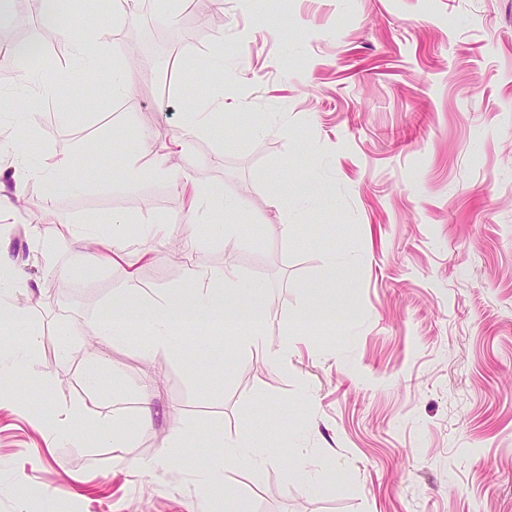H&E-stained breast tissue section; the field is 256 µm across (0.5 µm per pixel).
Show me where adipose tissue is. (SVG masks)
<instances>
[{"label": "adipose tissue", "mask_w": 512, "mask_h": 512, "mask_svg": "<svg viewBox=\"0 0 512 512\" xmlns=\"http://www.w3.org/2000/svg\"><path fill=\"white\" fill-rule=\"evenodd\" d=\"M63 35L72 55L82 63L80 70L71 78L73 85L84 88L97 78L96 60L102 45L84 30L67 27ZM166 156L154 151L148 140L141 139L128 149L125 164L126 180H136L165 173ZM193 292L189 298L170 299L142 303L128 299H117L100 315L101 339L105 342H121L139 336L147 351H179L191 342L208 344L231 326L239 332L241 347L264 343L263 326L270 317L268 309L249 301L240 293L235 272L224 274L221 285L208 283L205 271L193 267L189 270ZM25 321L24 308L17 297L16 277L8 275L6 285L0 289V334L8 336L10 342L0 349V392L12 390L16 377L27 370L39 346V336L29 333L12 339L15 327ZM194 329L195 337H188L187 329ZM150 384L140 387L141 406L137 413L98 423L100 441L112 448L114 465L125 461L127 447L136 429L151 422ZM271 455L260 448L256 440L243 437L241 440L214 449L209 465L198 472L197 479L211 495L223 498L224 512H248L246 502L224 479L229 466L245 464L261 467L270 464Z\"/></svg>", "instance_id": "adipose-tissue-1"}]
</instances>
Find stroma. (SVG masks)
<instances>
[{
	"instance_id": "stroma-1",
	"label": "stroma",
	"mask_w": 512,
	"mask_h": 512,
	"mask_svg": "<svg viewBox=\"0 0 512 512\" xmlns=\"http://www.w3.org/2000/svg\"><path fill=\"white\" fill-rule=\"evenodd\" d=\"M63 4L60 23L106 46L96 84L57 95L0 69V140L17 139L30 168L0 210V257L47 341L31 365L42 388L21 376L0 398V512H224L196 473L217 440L245 435L276 457L224 473L251 512H512V0H185L173 26L139 0L102 30L111 0ZM55 26L7 11L0 39L39 41L24 67L63 75L79 62ZM174 59L188 81L167 76ZM202 112L222 136L202 129L172 150L170 176L124 180L125 143L172 139ZM50 154L84 181L48 200L37 169ZM183 171L241 201L239 237L225 238L223 210L188 212ZM278 178L300 198L285 213L265 203ZM116 215L130 237L109 257L70 246ZM152 224L196 238L193 263L214 279L238 272L270 312L265 344L229 335L147 356L99 342L113 299L190 293L172 240L138 235ZM331 251L353 269L328 291ZM311 306L342 317L289 326ZM285 341L272 364L268 346ZM147 381L154 421L119 470L97 421L135 412ZM82 402L76 438L55 443L54 408ZM187 429L195 443L140 471ZM297 437L314 483L289 457Z\"/></svg>"
}]
</instances>
